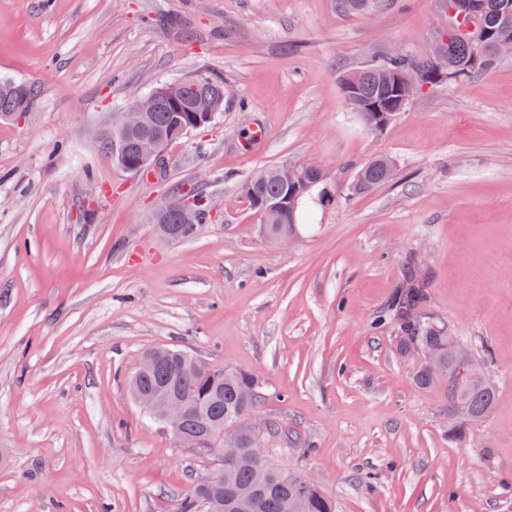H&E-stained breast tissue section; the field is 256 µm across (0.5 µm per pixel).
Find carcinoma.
<instances>
[{
  "label": "carcinoma",
  "mask_w": 512,
  "mask_h": 512,
  "mask_svg": "<svg viewBox=\"0 0 512 512\" xmlns=\"http://www.w3.org/2000/svg\"><path fill=\"white\" fill-rule=\"evenodd\" d=\"M389 0H343L346 7L357 13H372L388 5ZM484 25L489 32L486 46L481 49L479 61H471L474 49L464 40L463 29L468 20L459 18L455 27L445 34L444 57L437 60L428 55L385 56L361 69L351 71L355 79V95L342 91L346 103L355 113L368 102L386 104L390 99L387 76L394 70L410 66L426 70L439 69L455 72L453 79L469 76L475 70L488 69L499 59L493 49L498 40H512V0H480ZM224 84L216 79L201 80V87L193 95L190 109L195 115L211 111L216 117L224 109ZM36 97L35 86L25 82L0 81V121L12 120V115L23 107H31ZM190 120L178 115L165 100L149 113L142 130L122 136L111 127H104L99 147L107 160H112V147L118 139L123 142V152L131 165L139 163L142 138L158 137L160 148L178 140L182 126ZM385 157H377L361 168L351 186L356 194H364L386 183ZM291 170H302L299 165L276 164L261 169L264 178L252 175L238 184L240 194L252 208L269 199H284L294 189L288 179ZM189 197L196 201V224L209 217L208 196L194 191ZM428 302L427 292L415 276H408L398 288L392 308L399 321L400 352L413 350L433 352L438 355L443 375L437 376L422 368L417 383L428 386L442 381L448 387V429L456 438L467 435L470 428L485 422L491 415L495 400V386L483 379L485 366L474 354L466 360L457 357L460 343L447 330L432 322L422 320L421 312ZM194 356L172 346H155L143 351L137 370L128 380L129 390L138 389L155 393L161 399L186 391L189 393V415L183 424V442L215 439L231 431L237 434L239 453L232 459L218 464L214 477L206 484H196L182 497L179 512H240L237 494L241 488L254 490L250 512H336L333 499L319 485L310 484L300 472L274 467L267 459L257 460L251 448L256 439L251 426L258 399V378L252 373L233 369L214 368L210 365L194 368Z\"/></svg>",
  "instance_id": "obj_1"
}]
</instances>
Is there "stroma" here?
<instances>
[{
    "mask_svg": "<svg viewBox=\"0 0 512 512\" xmlns=\"http://www.w3.org/2000/svg\"><path fill=\"white\" fill-rule=\"evenodd\" d=\"M447 30L439 0L369 17L341 0H0V79L38 88L0 122V512H177L214 462L127 390L159 344L256 374L268 461L338 512H512V56L424 89L379 132L339 88ZM198 73L223 82L224 110L167 146L160 176L101 157L129 98ZM379 155L392 180L353 194ZM282 162L322 165L332 195L285 248L237 192ZM200 185L211 219L162 240L158 209ZM411 273L424 317L498 390L462 440L444 385L419 386L422 356L399 351L389 304Z\"/></svg>",
    "mask_w": 512,
    "mask_h": 512,
    "instance_id": "stroma-1",
    "label": "stroma"
}]
</instances>
